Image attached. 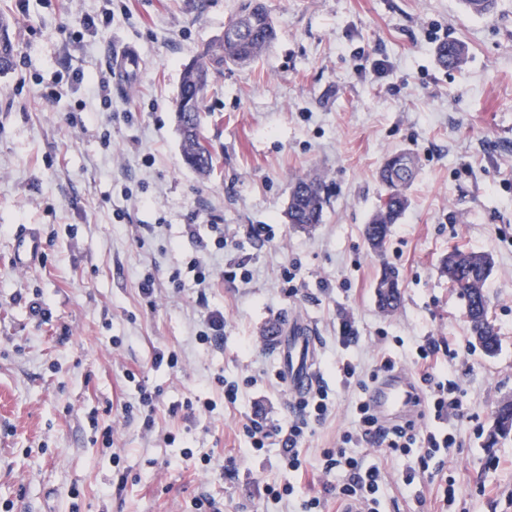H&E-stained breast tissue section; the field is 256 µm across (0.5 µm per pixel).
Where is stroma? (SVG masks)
<instances>
[{"label":"stroma","mask_w":512,"mask_h":512,"mask_svg":"<svg viewBox=\"0 0 512 512\" xmlns=\"http://www.w3.org/2000/svg\"><path fill=\"white\" fill-rule=\"evenodd\" d=\"M238 2L0 0L18 41L13 69L0 74V512H195L204 494L224 512H302L313 497L336 512V477L323 473L320 452L353 425L357 389L344 384L343 363L366 377L389 355L409 372L426 336L447 341L448 376L463 394L464 414L448 424L456 446L446 473L407 491L395 482L406 459L360 444L356 455L389 481L381 508L512 512V436L486 443L498 403L512 399V0L484 16L461 0H265L278 39L255 63L214 77L203 133L216 161L202 176L183 161L173 103L183 63L223 33ZM451 39L468 55L449 70L435 49ZM127 44L141 66L125 86L112 54ZM72 114L81 126L68 125ZM400 150L419 174L379 254L364 226L384 192L377 171ZM299 176L330 190L322 224L306 231L285 217ZM214 224L224 228L220 249ZM251 224L271 225V236L247 238ZM23 226L45 244L28 268L12 259ZM456 246L494 256L495 356L475 343L465 302L440 273ZM195 258L210 271L203 292L188 270ZM241 264L250 279L228 278ZM387 264L403 286L392 312L375 288ZM292 265L291 294L280 271ZM149 273L151 307L138 288ZM216 309L224 339L200 343ZM346 315L360 336L347 347L337 339ZM292 318L314 324L334 401L303 443L301 475L277 447L253 453L238 437L248 419L292 415L266 342L271 325ZM160 348L177 352L176 367L154 366ZM220 374L254 378L235 406L224 404ZM141 381L160 390L150 424L136 406ZM194 396L213 412L169 415ZM188 449L192 459L174 466ZM445 476L458 491L446 507ZM267 482L294 493L269 499Z\"/></svg>","instance_id":"35a3bbf8"}]
</instances>
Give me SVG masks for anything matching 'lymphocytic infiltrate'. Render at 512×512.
Wrapping results in <instances>:
<instances>
[{"label":"lymphocytic infiltrate","mask_w":512,"mask_h":512,"mask_svg":"<svg viewBox=\"0 0 512 512\" xmlns=\"http://www.w3.org/2000/svg\"><path fill=\"white\" fill-rule=\"evenodd\" d=\"M448 353L446 343L439 338L425 337L417 348L414 361L415 378L425 395L430 418L434 425L426 430L416 429L414 424L387 425L370 409L365 397L368 382L378 379L380 374L394 371L395 363L390 357H383L371 372L369 380H361L356 364L344 363L342 372L345 383H356L361 395L353 404L354 429L345 431L341 444L321 452L324 471L337 472L338 499L360 507L361 512H380V499L387 487L386 476L375 465H364L362 460L349 452L350 444L367 442L386 446L390 452L405 456L415 455L416 461L397 474V481L404 488H412L428 470V462L438 455L447 454L456 440L447 428L450 418L461 415L463 401L461 391L455 383L442 373L441 365ZM329 392L324 385H316L309 392L296 397L293 419L282 424L269 426L252 419L243 424L239 434L249 448L259 451L275 445L288 466L295 473L304 469L301 444L314 426L326 420L329 414Z\"/></svg>","instance_id":"1"}]
</instances>
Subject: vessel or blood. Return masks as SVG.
I'll return each instance as SVG.
<instances>
[{"label":"vessel or blood","mask_w":512,"mask_h":512,"mask_svg":"<svg viewBox=\"0 0 512 512\" xmlns=\"http://www.w3.org/2000/svg\"><path fill=\"white\" fill-rule=\"evenodd\" d=\"M43 248L39 235L30 228H21L15 235L16 265L22 268L33 266L40 260ZM268 342L280 354V370L293 394L304 393L316 384L319 341L312 324L289 320L287 327H276L270 331ZM417 400L418 393L412 378L400 369L391 372L369 395L375 413L390 424L409 419Z\"/></svg>","instance_id":"b4317fda"}]
</instances>
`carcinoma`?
Here are the masks:
<instances>
[{
  "label": "carcinoma",
  "instance_id": "cac0c4a2",
  "mask_svg": "<svg viewBox=\"0 0 512 512\" xmlns=\"http://www.w3.org/2000/svg\"><path fill=\"white\" fill-rule=\"evenodd\" d=\"M228 26H235L238 31L214 38L184 65L175 102L184 162L200 174L209 173L214 163L212 147L202 133V105L211 74L255 61L278 37L273 17L262 0H240L238 11ZM12 27V19L0 14V72L13 65L15 47L10 36ZM436 54L442 66L455 69L465 60L467 46L459 40H449L437 47ZM417 170L415 157L407 152L392 153L384 160L378 177L385 187V193L381 195L375 213L364 228V237L374 251L383 250L391 225L404 214L408 205L404 190L415 179ZM327 198V186L322 179L294 178L286 212L288 223L302 229L322 223ZM493 265L494 260L489 253L466 248L449 251L441 261V272L448 277V284L466 302L472 335L489 355L495 354L500 344L499 331L490 315L486 293V283ZM400 300L399 272L385 266L377 288L379 307L392 311ZM510 435L512 401H502L495 411L489 439L494 442Z\"/></svg>",
  "mask_w": 512,
  "mask_h": 512
}]
</instances>
